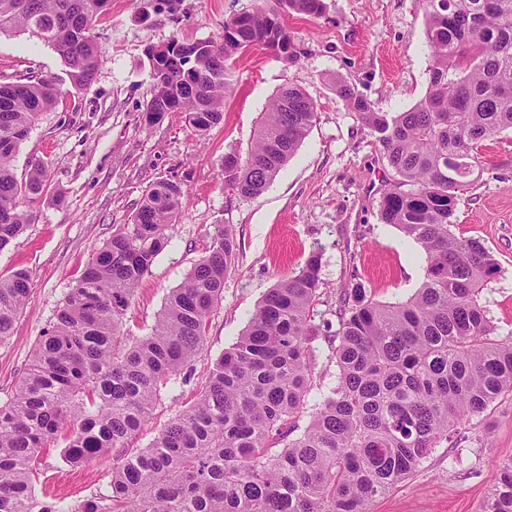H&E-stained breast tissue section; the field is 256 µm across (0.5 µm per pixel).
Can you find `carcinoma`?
Returning <instances> with one entry per match:
<instances>
[{"mask_svg":"<svg viewBox=\"0 0 512 512\" xmlns=\"http://www.w3.org/2000/svg\"><path fill=\"white\" fill-rule=\"evenodd\" d=\"M307 16L323 0H277ZM430 49L424 97L405 112H379L355 89L336 93L377 134L395 174L380 191L381 221L421 245L425 277L406 301H374L361 282L334 316L315 323L321 258L282 278L262 298L237 340L215 360L195 401L136 452L128 441L148 423L162 391L184 383L222 301L235 256L230 225H217L207 254L173 289L151 332L134 336L127 315L144 274L167 247L187 196L160 181L132 223L95 252L35 344L15 393L0 403V512H62L40 501L38 457L56 450L71 465L113 454L106 494L71 512H368V505L453 440L461 423L512 395V338L501 339L480 302L499 273L474 238L458 237V191L469 185L483 142L512 130V0H418ZM97 0H0V34L29 31L51 45L71 84L98 72L93 28ZM175 42L151 49V119L183 112L198 133L224 119L236 56L296 51L276 9L224 21L222 41H201L170 60ZM61 90L42 76L0 80V249L31 223L23 200L45 190L36 165L14 161L38 116ZM262 113L245 157L224 158V186L241 197L262 192L298 150L316 117L300 88L288 87ZM30 273L0 278V344L29 295ZM336 363L335 385L304 428L298 422L317 387L314 342ZM295 438L290 435L296 430ZM478 512H512V458Z\"/></svg>","mask_w":512,"mask_h":512,"instance_id":"1","label":"carcinoma"}]
</instances>
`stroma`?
<instances>
[{
    "instance_id": "35a3bbf8",
    "label": "stroma",
    "mask_w": 512,
    "mask_h": 512,
    "mask_svg": "<svg viewBox=\"0 0 512 512\" xmlns=\"http://www.w3.org/2000/svg\"><path fill=\"white\" fill-rule=\"evenodd\" d=\"M275 0H108L94 27L102 61L82 88L65 80L57 52L28 32L0 34V75L62 79L63 93L42 113L15 159L17 174L34 164L48 171L44 193L25 200L35 221L0 250V275L24 268L30 291L10 340L0 345V402L9 399L44 328L116 224L130 223L143 193L157 182L183 184L188 195L173 237L143 276L131 307L134 335L150 332L168 294L205 255L216 225H231L235 264L224 297L209 318L205 343L189 381L163 391L151 420L131 441L149 446L169 421L193 403L209 369L240 335L263 295L312 253L321 255V301L329 314L353 282L374 300L395 304L420 287L421 246L381 223L379 190L393 173L374 132L340 98L342 79L382 112H404L426 93L429 51L417 0H324L321 15H281L298 58L284 62L254 51L233 68L224 119L198 135L181 112L146 118L152 97L151 47L178 40H220L224 21ZM302 88L317 116L296 154L259 195L243 198L224 186V158L246 154L266 104L282 86ZM482 175L458 196L457 234L480 239L501 272L482 292L499 337L512 336V132L487 142ZM512 458V396L465 421L418 470L369 512H475ZM113 457L81 467L51 454L38 496L61 508L109 490Z\"/></svg>"
}]
</instances>
